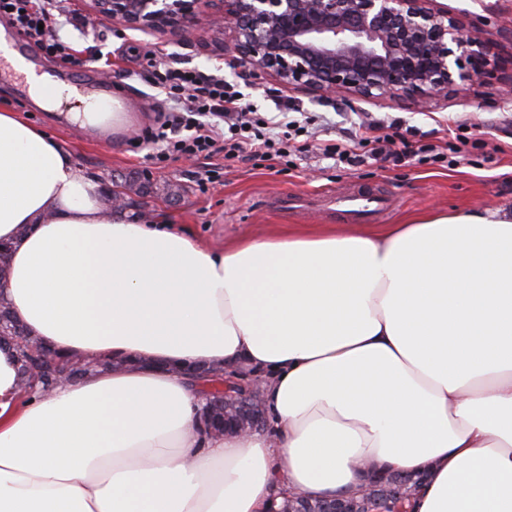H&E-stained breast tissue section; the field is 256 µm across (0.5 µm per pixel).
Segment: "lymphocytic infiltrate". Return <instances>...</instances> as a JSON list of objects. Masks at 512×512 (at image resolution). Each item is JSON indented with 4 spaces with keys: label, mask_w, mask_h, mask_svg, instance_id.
<instances>
[{
    "label": "lymphocytic infiltrate",
    "mask_w": 512,
    "mask_h": 512,
    "mask_svg": "<svg viewBox=\"0 0 512 512\" xmlns=\"http://www.w3.org/2000/svg\"><path fill=\"white\" fill-rule=\"evenodd\" d=\"M0 16L45 54L75 62L72 44L56 34L73 21L63 0H0ZM147 66V80L162 92L166 107L143 129L141 139L155 146L153 158L159 164L204 155L222 158L229 167L246 157L278 163L313 152L352 166L367 158L396 162L409 151L403 135L379 134L373 121L360 122L341 142L313 143L306 138L308 126L291 119L289 112L267 116L247 105L235 84L225 80L223 68L203 72L169 52L149 58Z\"/></svg>",
    "instance_id": "lymphocytic-infiltrate-1"
}]
</instances>
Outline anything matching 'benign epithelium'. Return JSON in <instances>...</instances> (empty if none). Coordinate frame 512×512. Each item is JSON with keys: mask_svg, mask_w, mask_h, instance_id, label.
<instances>
[{"mask_svg": "<svg viewBox=\"0 0 512 512\" xmlns=\"http://www.w3.org/2000/svg\"><path fill=\"white\" fill-rule=\"evenodd\" d=\"M96 14L140 29L217 28L231 35L233 60L310 93L408 99L419 105L448 89L468 97L474 83L499 85L512 101V34L495 43L434 0H93ZM51 351L27 364L32 379L59 376ZM204 386L203 411L222 418L214 433L265 425L261 380L224 365L178 370Z\"/></svg>", "mask_w": 512, "mask_h": 512, "instance_id": "benign-epithelium-1", "label": "benign epithelium"}]
</instances>
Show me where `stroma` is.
<instances>
[{"instance_id": "1", "label": "stroma", "mask_w": 512, "mask_h": 512, "mask_svg": "<svg viewBox=\"0 0 512 512\" xmlns=\"http://www.w3.org/2000/svg\"><path fill=\"white\" fill-rule=\"evenodd\" d=\"M453 13L465 16L486 32L512 28V0H437ZM74 15L85 27L67 34L81 59L77 65L61 61L32 48L43 71L68 72L72 81L109 80L118 88L128 123L113 127L111 141L97 131L79 127L58 111L38 107L23 80L0 74V111L20 113L31 124L47 131L74 156L80 166L104 187L119 181L132 185L134 199L152 217L189 229L211 248L235 239L278 231L287 226L311 229L328 224L344 225L339 213L316 205L303 213L271 209V197L288 194H328L362 186H376L389 201L388 208L374 216L377 224H394L407 214L424 211L483 210L512 205V106L501 105L497 90L476 85L475 95L463 97L445 91L427 105L399 104L369 98L351 106L347 98H321L276 84L263 75L247 78L224 54L222 31L192 27L180 32H141L99 19L90 0H69ZM174 53L187 66L207 70L222 63L225 80L236 83L247 103L261 112L273 110L281 99L313 116L335 111L337 127H347L362 118L396 123L413 143L431 144L444 152L443 161L411 156L401 165L363 164L346 167L327 160H298L289 167H268L259 161L224 170L218 183L199 185L194 173L208 166L205 158L154 165L153 146H133L132 139L165 107L163 96L150 83L135 79L152 53ZM111 63L101 71L98 59ZM478 136L477 146H464L461 136Z\"/></svg>"}]
</instances>
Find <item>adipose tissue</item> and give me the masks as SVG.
Returning a JSON list of instances; mask_svg holds the SVG:
<instances>
[{"mask_svg": "<svg viewBox=\"0 0 512 512\" xmlns=\"http://www.w3.org/2000/svg\"><path fill=\"white\" fill-rule=\"evenodd\" d=\"M71 152L0 111V283L59 355L0 350V512H267L425 473L411 512H512V209L202 246L114 211ZM189 363L260 376L267 432L207 435ZM61 360L52 351H41L36 353L26 365L27 373L33 380L42 381V379L52 380V387L61 386L78 378L72 376L70 378L58 377ZM55 380V381H54Z\"/></svg>", "mask_w": 512, "mask_h": 512, "instance_id": "1", "label": "adipose tissue"}]
</instances>
